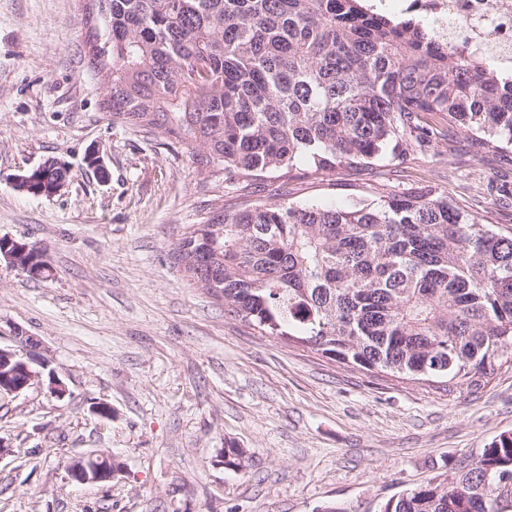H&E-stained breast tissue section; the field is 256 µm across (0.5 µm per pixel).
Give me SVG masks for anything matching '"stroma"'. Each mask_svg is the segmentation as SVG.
<instances>
[{
    "label": "stroma",
    "mask_w": 512,
    "mask_h": 512,
    "mask_svg": "<svg viewBox=\"0 0 512 512\" xmlns=\"http://www.w3.org/2000/svg\"><path fill=\"white\" fill-rule=\"evenodd\" d=\"M83 0H0V237L40 244L53 269L33 279L0 263V343L37 337L65 382L0 398V512H379L512 431V371L473 395L328 361L224 316L174 249L216 189L179 145L112 123L101 76L81 52ZM99 151L110 172L85 164ZM72 168L51 197L18 191L20 171ZM288 184L297 204L345 207L434 182L471 215L512 227V150L468 153L440 139L399 162ZM107 402L112 417L94 415ZM247 452L243 469L224 448ZM93 450L121 467L80 484L65 464Z\"/></svg>",
    "instance_id": "obj_1"
}]
</instances>
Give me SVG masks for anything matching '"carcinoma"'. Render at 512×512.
<instances>
[{
	"mask_svg": "<svg viewBox=\"0 0 512 512\" xmlns=\"http://www.w3.org/2000/svg\"><path fill=\"white\" fill-rule=\"evenodd\" d=\"M83 53L101 110L181 145L202 181L232 190L175 248L192 284L263 336L450 395L512 369V231L431 184L349 207L253 201L297 162L333 177L444 130L472 151L512 148V70L366 0H84ZM48 158L26 193L70 178ZM512 432L380 512H495Z\"/></svg>",
	"mask_w": 512,
	"mask_h": 512,
	"instance_id": "cac0c4a2",
	"label": "carcinoma"
}]
</instances>
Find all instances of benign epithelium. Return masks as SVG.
I'll use <instances>...</instances> for the list:
<instances>
[{"mask_svg":"<svg viewBox=\"0 0 512 512\" xmlns=\"http://www.w3.org/2000/svg\"><path fill=\"white\" fill-rule=\"evenodd\" d=\"M5 260L13 268L39 278L44 271H51L45 251L34 245V250L24 248L19 251L3 250L0 260ZM41 341L22 330H15L13 344L0 345V397L18 395L31 385L46 386L53 397L62 399L67 394L64 381L51 369L48 362L38 356ZM71 479L82 483H110L115 473L112 457L99 452H91L74 457L67 467Z\"/></svg>","mask_w":512,"mask_h":512,"instance_id":"benign-epithelium-1","label":"benign epithelium"}]
</instances>
